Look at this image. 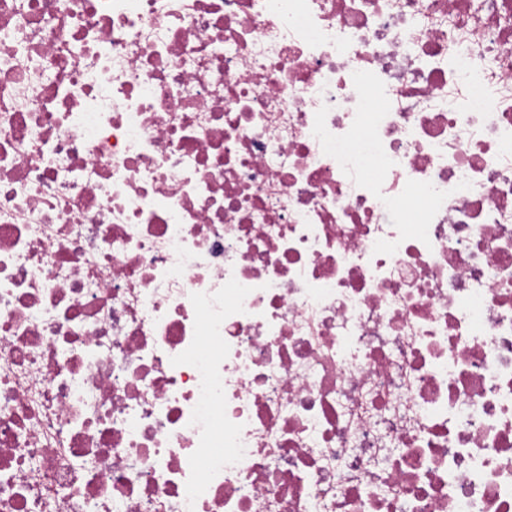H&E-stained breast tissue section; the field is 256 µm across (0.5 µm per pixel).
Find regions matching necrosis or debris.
Here are the masks:
<instances>
[{"mask_svg": "<svg viewBox=\"0 0 512 512\" xmlns=\"http://www.w3.org/2000/svg\"><path fill=\"white\" fill-rule=\"evenodd\" d=\"M0 512H512V0H0Z\"/></svg>", "mask_w": 512, "mask_h": 512, "instance_id": "1", "label": "necrosis or debris"}]
</instances>
